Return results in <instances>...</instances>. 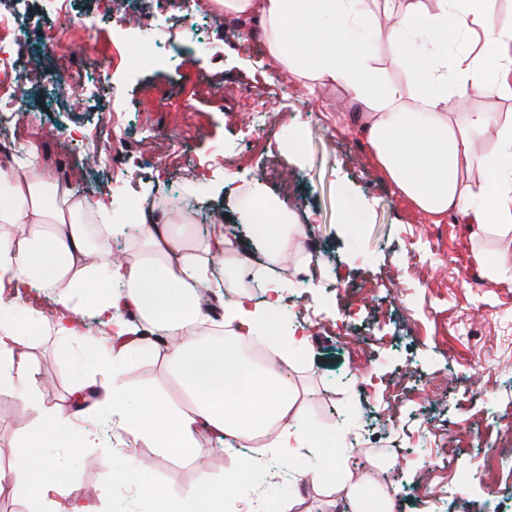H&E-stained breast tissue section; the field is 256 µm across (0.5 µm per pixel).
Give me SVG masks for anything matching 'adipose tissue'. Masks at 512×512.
<instances>
[{"label": "adipose tissue", "mask_w": 512, "mask_h": 512, "mask_svg": "<svg viewBox=\"0 0 512 512\" xmlns=\"http://www.w3.org/2000/svg\"><path fill=\"white\" fill-rule=\"evenodd\" d=\"M495 3L476 0L456 18L463 27L492 35L500 50L495 78L464 57L449 65L444 45H433L426 54L416 48L414 37L432 35L454 19L448 0H408L404 12L386 13L376 31L395 46L392 63L408 73L403 84L390 80L351 37L369 13L365 0H207L206 7L257 21L270 64L292 79L308 76L346 87L362 110L376 165L420 210L436 218L453 211L463 223L503 235L512 232V114L470 112L456 120L446 111L452 94L466 98L512 90L505 80L512 72V26L501 25ZM409 98L418 102L419 111H405ZM489 127L497 128L498 142L494 151L484 152L477 141ZM479 196L490 201V208H473ZM111 212L103 198L76 195L51 177L38 143H31L24 161L0 156V292L19 296L37 288L58 289L50 327L78 354L95 358L94 372L102 377L95 399L74 390L78 407L72 412L27 398L35 422L23 427L21 461L0 474V495L25 492L31 512H91L65 469L44 453L50 440L83 448L117 425L165 453L190 456L198 451L199 431L206 429L230 436L224 452L234 458L237 443L262 432L276 460L285 464L303 440L304 421L279 365L253 363L244 347L257 337L258 326L276 328L283 302L274 282L258 302L244 290L239 272L253 269L255 260L243 239L220 224L199 239L189 224L155 223L152 209L146 208L135 256L118 261L110 241L124 234V225L106 224L93 235L83 222ZM237 220L263 243L269 262L286 261L298 249L288 222L258 223L248 206L238 209ZM92 253L98 263L89 262ZM215 258L224 268L227 326L219 342L197 335L209 319L199 291L212 285ZM90 319L104 337L85 333ZM155 334L169 339L164 357L192 400V412L174 410L160 395L135 393L124 381V363L154 351ZM24 342L14 315L0 312V388L17 387L23 376L16 351ZM251 473V466L241 465L225 482L204 484L181 498L155 495L153 512H224L225 499ZM352 477L346 461L324 452L316 480L346 481L361 512H380L377 492L364 491Z\"/></svg>", "instance_id": "ef3b65f1"}]
</instances>
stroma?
<instances>
[{
  "mask_svg": "<svg viewBox=\"0 0 512 512\" xmlns=\"http://www.w3.org/2000/svg\"><path fill=\"white\" fill-rule=\"evenodd\" d=\"M23 33L12 55L28 75L25 109L15 122L39 137L43 154L75 194L99 192L113 205L153 198L161 215L191 217L195 235L213 220L237 228L244 190L284 202L312 244V283L295 278L282 295L290 317L306 327L310 348L290 352L286 376L300 413L327 411L338 450L360 449L355 474L377 493H391L392 512H512V470L494 487L484 483L448 489L441 476L455 469L483 470L488 459H512V431L491 433L482 411L512 412V271L500 267L507 241L445 217L430 216L385 180L367 137L349 120L346 91L326 86L319 98L299 90L281 95L287 79L269 65L267 47L242 39L251 21L223 13L189 16L180 0H132L125 23L129 49L145 29L164 25L165 44L130 70L98 68L90 42L68 37L46 47L44 26L62 22L57 0H0ZM198 40L202 48L186 46ZM81 72L97 87L93 96L64 88V70ZM277 90L269 117L240 111L242 93ZM121 118L126 136L110 129ZM116 150V166H86L95 150ZM207 163L224 152L228 164L201 178L186 171H156L169 151ZM372 295L361 297L364 284ZM14 315L34 330L25 353V389L47 406L69 407L74 386L91 370L65 341L48 331L26 305ZM364 374L367 390L355 387ZM130 389L162 395L177 410L192 401L169 372L162 354L134 356L124 374ZM402 386L406 399L383 421L385 391ZM21 391L0 392V466L15 464L24 442L17 414ZM224 436L200 432L188 458L163 453L153 442L112 431L108 450L70 455L52 443L80 496L99 512H149L161 492L178 497L224 479L232 460ZM450 451L438 453L439 444ZM434 456H425V449ZM150 470L146 488L119 476L128 456ZM322 454L299 448L290 465L272 462L266 479L289 481L290 512H340L347 489L312 480ZM265 479V481H266ZM265 481L239 488L224 512H253L266 498Z\"/></svg>",
  "mask_w": 512,
  "mask_h": 512,
  "instance_id": "1",
  "label": "stroma"
}]
</instances>
